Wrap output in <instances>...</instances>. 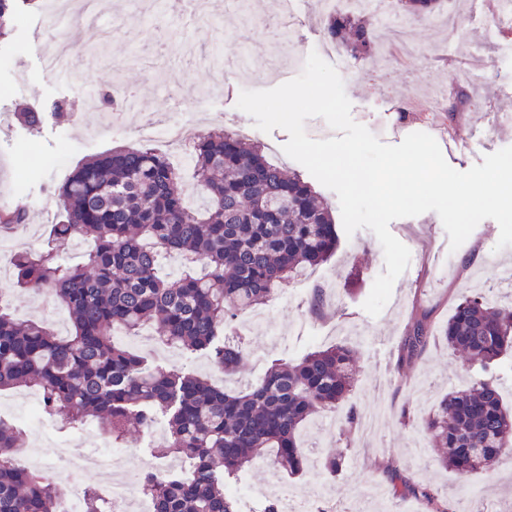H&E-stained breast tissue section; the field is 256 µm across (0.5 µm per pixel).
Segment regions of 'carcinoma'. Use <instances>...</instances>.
I'll return each instance as SVG.
<instances>
[{"mask_svg":"<svg viewBox=\"0 0 512 512\" xmlns=\"http://www.w3.org/2000/svg\"><path fill=\"white\" fill-rule=\"evenodd\" d=\"M0 0V41L11 33L19 3ZM441 0H400L413 19L427 18ZM324 36L352 65L375 54V27L365 13L322 16ZM192 161L204 210L182 195L181 174L165 156L143 146L118 147L82 163L56 190L62 219L46 245L14 256L17 283L47 291L65 309L70 329L19 322L0 308V389L38 388L45 409L71 429L89 416L115 440L144 428L162 412L168 423L157 452L190 462L184 474L140 477L156 512H237L224 493L263 455L290 474L303 469L301 429L336 410L354 385L355 350L336 344L298 361L277 360L265 376L229 393L199 375L151 368L122 349L113 331L137 335L155 321L164 342L209 355L231 376L244 349L224 338L238 313L268 302L277 283L327 261L338 244L331 205L299 174L268 159L261 146L226 130L200 135ZM17 204L0 209L1 225L26 223ZM76 237L93 240L81 263L60 261L59 248ZM183 253L203 267L164 280L161 252ZM432 311L407 328L397 370L419 359L432 336ZM448 349L480 364L488 378L452 390L421 418L417 432L438 449L443 467L466 477L512 458V411L491 373L512 352V305L485 293L462 297L442 327ZM22 428L0 417V512H57L61 487L19 462ZM394 493L420 497L429 512H448L447 499L394 473ZM84 512H113L94 487Z\"/></svg>","mask_w":512,"mask_h":512,"instance_id":"1","label":"carcinoma"}]
</instances>
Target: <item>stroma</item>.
<instances>
[{
  "mask_svg": "<svg viewBox=\"0 0 512 512\" xmlns=\"http://www.w3.org/2000/svg\"><path fill=\"white\" fill-rule=\"evenodd\" d=\"M254 2L264 19L258 29L235 9L232 0H207L213 16L209 24L186 21L177 0H170L148 24L127 31L123 25L130 0H105L108 23L117 27V34L93 66L80 62L64 74L47 71L45 42L33 36L36 27L48 25L43 12L26 9L19 13L14 39L22 49L0 64V195L27 208L28 220L18 231L28 244L40 245L56 221L52 188L61 185L87 158L116 146L138 144L140 119L154 113L164 114L170 124L194 121L203 129L247 131L249 138L271 149L272 161L303 173V166L283 151L289 139L286 131L258 130L254 118L237 109V93H209V86L224 82V75L195 66L196 56L218 43L228 63L236 61L243 49H251L255 76L248 89H269L294 78L287 60L274 56L282 21L279 0ZM458 17L452 36L431 17L411 23L410 34L418 52L404 67L377 71L364 61L352 71L342 72L353 119L369 128L397 123L403 127L402 134L426 132L447 121L444 112L401 114L395 107L412 97L430 76L447 75V68L434 66V55L452 57L457 44H471L478 36L487 39L484 57L499 63V85L512 86V55L501 51L493 39L482 0H461ZM129 58L134 59V66L114 73V62ZM117 79L135 91L138 115L120 112L115 103L106 100L107 90ZM499 85L471 86L477 106L463 115L460 132L487 125L493 110L512 111V99L499 96ZM23 109L37 111V129L17 121L15 114ZM507 146H512V125L494 129L486 145L444 142L440 148L451 167L465 171L482 163L485 155ZM32 155L46 161L57 158L61 164H28ZM390 230L409 249L411 259L379 316H370L363 304L376 277L386 270L382 247L367 229L340 235L328 261L277 284L272 300L259 307L260 322L242 331L245 359L232 379H225L202 354L179 351L171 357L148 350V336L122 338V346L143 353L149 366L176 365L228 391L257 382L276 359L296 360L313 349L335 344L356 350L355 383L348 401L357 412L356 423L345 428L340 410L312 418L300 436L305 454L302 474H274L266 459L241 472L229 483L230 494L243 495L248 486L257 491L244 503V512H263L266 504L275 500L268 481L272 474L277 475L281 487L316 496L320 512H426L425 504L415 498L368 496L369 487L389 488L392 469L446 495L452 512H474L480 497L490 501L496 512H512V463L489 475L461 478L442 467L433 448L426 446L414 426L403 421L407 415H428L448 389L464 388L482 379L481 368L464 365L439 340L404 370L396 368L406 329L422 310H431L434 323L440 324L457 300L472 291H490L504 299L512 296V288L500 279L502 269L512 267V246L497 249L499 225L486 219L457 250H450L449 236L433 211L395 220ZM316 287L323 288L329 298L320 314L310 309L311 292ZM0 294L5 295L10 313L18 320L52 318L55 304L51 297L20 287L15 278L0 279ZM46 423L50 437L39 440L29 432L24 445L36 449L43 472L60 484L70 481L72 475L59 455V443L77 440L86 448L112 444L110 436L94 422L79 430L64 428L51 416ZM153 427V433H138L124 444L133 471H156L165 463L155 453L165 438L164 416H157ZM329 455L341 456L338 472L325 471L324 459Z\"/></svg>",
  "mask_w": 512,
  "mask_h": 512,
  "instance_id": "obj_1",
  "label": "stroma"
}]
</instances>
